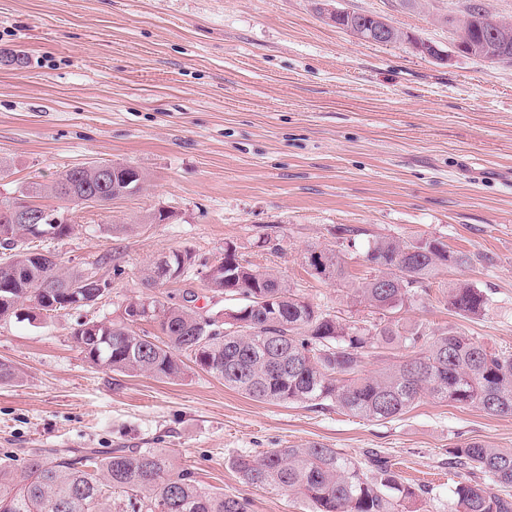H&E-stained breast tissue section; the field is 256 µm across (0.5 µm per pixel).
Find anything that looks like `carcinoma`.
<instances>
[{"mask_svg":"<svg viewBox=\"0 0 512 512\" xmlns=\"http://www.w3.org/2000/svg\"><path fill=\"white\" fill-rule=\"evenodd\" d=\"M469 26L457 37L474 46L488 44L512 58V32H498L480 3H472ZM95 166L65 171L52 185L27 186L31 197L48 194L66 204L100 190ZM0 259V294L17 305L39 309L66 308L65 288L80 272L61 274L53 253L25 248L30 229ZM367 261L388 280L366 278L354 295L386 320L370 327L330 316L292 293L273 273L242 265L237 253L224 254V275H233L244 295L238 305L245 327L208 337L192 361L200 370L224 381L258 402L323 405L369 421L395 419L425 396L459 406H475L489 416H512V352L492 349L459 332L435 336L406 330L391 316L419 297L425 282L448 266H465L471 257L451 252L436 238L402 243L378 237L368 244ZM188 251H171L166 265L149 264L143 285L157 288L187 277ZM310 274L339 281L344 260L323 249ZM140 303L159 322L165 339L140 336L124 324H109L96 337L72 334L91 362L122 373H146L176 380L185 374L182 356L192 350L196 312L157 297ZM486 291L466 280L448 284V308L478 319L489 311ZM403 345L412 354L382 372L363 373L364 361L378 345ZM448 465L480 473L477 482H456L449 512H512V452L469 440L448 449ZM233 466L242 481L300 494L313 512H417L425 490L403 481L387 461L371 453L362 461L334 448H272L260 457H237ZM0 512H248V502L202 488L188 469H175L164 448L90 449L80 453L43 449L30 452L21 468L0 464Z\"/></svg>","mask_w":512,"mask_h":512,"instance_id":"cac0c4a2","label":"carcinoma"}]
</instances>
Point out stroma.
<instances>
[{
  "instance_id": "35a3bbf8",
  "label": "stroma",
  "mask_w": 512,
  "mask_h": 512,
  "mask_svg": "<svg viewBox=\"0 0 512 512\" xmlns=\"http://www.w3.org/2000/svg\"><path fill=\"white\" fill-rule=\"evenodd\" d=\"M467 4L338 0L449 52L439 61L360 40L318 0H0V200L93 162L145 175L136 192L70 209L69 237L41 240L60 272L110 287L86 308L0 320V361L18 372L0 384V456L17 467L37 448H164L249 512H310L299 494L243 483L232 462L323 444L377 453L425 488L421 512H448L449 448L476 439L512 452V416L475 406L428 396L367 421L329 403L258 402L191 363L176 381L118 373L71 339L79 321L117 323L130 300L188 288L200 313L221 317L234 301L202 274L228 244L321 311L370 325L378 313L353 296L373 273L368 240L433 237L472 262L429 280L403 323L512 351V64L455 52ZM160 210L168 222H153ZM327 248L344 280L310 275L306 254ZM184 249L188 277L143 286L157 255ZM456 279L488 293L484 317L449 309Z\"/></svg>"
}]
</instances>
